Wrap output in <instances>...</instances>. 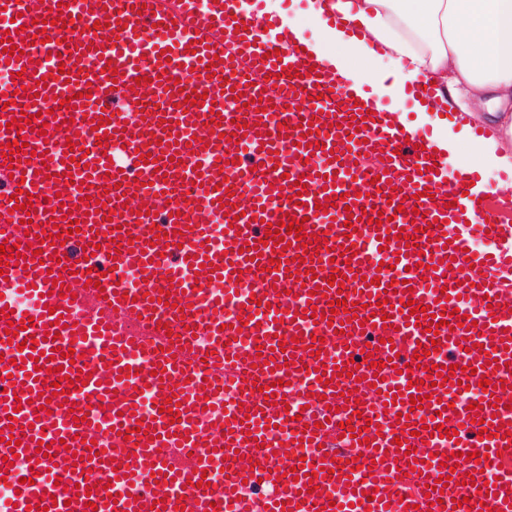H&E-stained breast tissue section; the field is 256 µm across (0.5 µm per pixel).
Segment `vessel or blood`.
<instances>
[{
    "mask_svg": "<svg viewBox=\"0 0 512 512\" xmlns=\"http://www.w3.org/2000/svg\"><path fill=\"white\" fill-rule=\"evenodd\" d=\"M68 3L64 30L58 0H0V71L20 85L0 108V241L25 258L0 269V353L16 360L0 369V477L13 489L0 512H208L218 498L224 512H311L312 487L325 512H512L511 467L454 511L466 474L438 460L452 445L493 463L512 454V225L464 197L475 172L446 181L430 135L407 136L362 88L337 85L326 62L281 37L276 14L242 0ZM61 38L62 69L49 57ZM80 92L94 107L47 115L46 130L27 129L28 149L10 153L9 123L34 96ZM68 213L79 233L40 241ZM288 215L318 243L267 240ZM476 237L496 249L467 256ZM385 257L400 284L380 269ZM125 269L145 286L122 282ZM335 270L342 285L328 282ZM23 293L35 320L16 309ZM339 299L349 311H332ZM425 306L461 317L427 331ZM435 344L455 370L432 385L408 364ZM295 376L296 388L272 386ZM486 378L494 393L469 409L466 385ZM416 380L426 399L415 409L404 391ZM146 392L160 407L150 419L133 404ZM344 421L366 442L334 449ZM34 440L51 457L37 458ZM12 452L35 459L34 484L5 463ZM219 461L220 486H200ZM441 477L449 485L430 503ZM261 484L274 494L256 496Z\"/></svg>",
    "mask_w": 512,
    "mask_h": 512,
    "instance_id": "b4317fda",
    "label": "vessel or blood"
}]
</instances>
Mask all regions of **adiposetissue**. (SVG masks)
<instances>
[{
	"mask_svg": "<svg viewBox=\"0 0 512 512\" xmlns=\"http://www.w3.org/2000/svg\"><path fill=\"white\" fill-rule=\"evenodd\" d=\"M341 17L310 50L339 80L384 82L394 101L408 84L435 87L409 132L432 127L435 152L472 145L480 172L512 170V0H333ZM483 111H473L474 102ZM484 124L490 134L478 137Z\"/></svg>",
	"mask_w": 512,
	"mask_h": 512,
	"instance_id": "adipose-tissue-1",
	"label": "adipose tissue"
}]
</instances>
